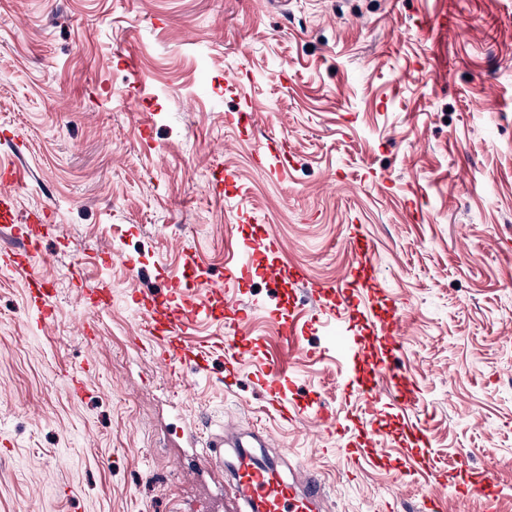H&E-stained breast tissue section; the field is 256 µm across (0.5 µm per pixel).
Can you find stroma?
<instances>
[{
  "instance_id": "1",
  "label": "stroma",
  "mask_w": 512,
  "mask_h": 512,
  "mask_svg": "<svg viewBox=\"0 0 512 512\" xmlns=\"http://www.w3.org/2000/svg\"><path fill=\"white\" fill-rule=\"evenodd\" d=\"M239 112L256 126L227 122ZM283 149L288 168L260 167ZM1 165L23 176L18 215L47 211L59 229L33 261L52 293L46 327L25 279L0 267V512H240L221 488L235 449L201 458L229 428L310 462L323 512H422L427 495L484 512L453 500L459 464L493 472L512 512V0H0ZM226 168L237 181L214 191ZM351 224L384 289L354 315L263 277L275 261L336 283ZM267 232L280 251L250 252ZM245 251L232 294L257 342L232 376L207 283ZM174 278L200 310L183 336L208 351L198 375L138 338L136 294ZM101 279L112 301L86 335L78 288ZM396 309L402 344L375 355L419 405L378 374L368 407L350 348ZM269 363L336 436L312 414L279 416L259 378ZM84 367L76 398L68 378ZM417 422L423 449L403 441ZM372 426L384 464L350 467L339 432ZM424 452L432 469L402 486L390 461Z\"/></svg>"
}]
</instances>
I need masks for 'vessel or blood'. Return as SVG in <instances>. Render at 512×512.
<instances>
[{
  "mask_svg": "<svg viewBox=\"0 0 512 512\" xmlns=\"http://www.w3.org/2000/svg\"><path fill=\"white\" fill-rule=\"evenodd\" d=\"M18 173L13 167L0 169V225L12 228L16 224L14 187ZM347 247L352 255V268L333 285L334 296L331 310L343 314L353 302L355 294L372 290L376 286L373 275V245L362 232H350ZM41 243L24 240L22 250H0V266L14 269L24 275L31 290L41 324H48L53 317V308L48 302L50 292L44 281L30 270L34 253L39 252ZM167 300L150 299L145 307L143 320L148 333V343L159 361L165 365L174 363H199L204 352L184 346L181 340L183 327L194 312L190 294L180 280H171ZM375 340L385 341L393 349L399 348L404 334V321L399 315H392L374 323ZM254 342L246 328L234 326L225 339L224 349L238 357L249 354ZM289 379L281 367H271L263 379V387L270 396L273 406L282 418L292 421L307 412L308 407L288 401L286 389ZM376 430L364 431L347 443L344 454L352 463H359L373 453ZM229 490L241 496L246 512H319L322 494L316 484L312 469L300 465L290 469L288 476H280L276 467L258 463L250 451H242L232 470ZM478 497L484 502L486 512H497L499 490L490 473L470 476L456 487V499L463 502Z\"/></svg>",
  "mask_w": 512,
  "mask_h": 512,
  "instance_id": "obj_1",
  "label": "vessel or blood"
}]
</instances>
